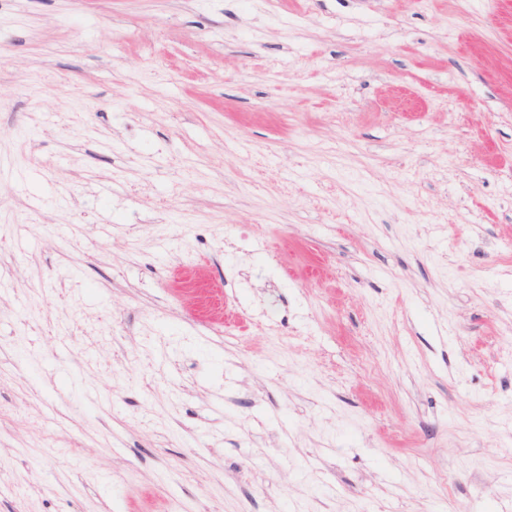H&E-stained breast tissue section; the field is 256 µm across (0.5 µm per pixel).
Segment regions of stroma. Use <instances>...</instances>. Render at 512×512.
Returning a JSON list of instances; mask_svg holds the SVG:
<instances>
[{"mask_svg":"<svg viewBox=\"0 0 512 512\" xmlns=\"http://www.w3.org/2000/svg\"><path fill=\"white\" fill-rule=\"evenodd\" d=\"M175 503H512V0H0V512Z\"/></svg>","mask_w":512,"mask_h":512,"instance_id":"obj_1","label":"stroma"}]
</instances>
